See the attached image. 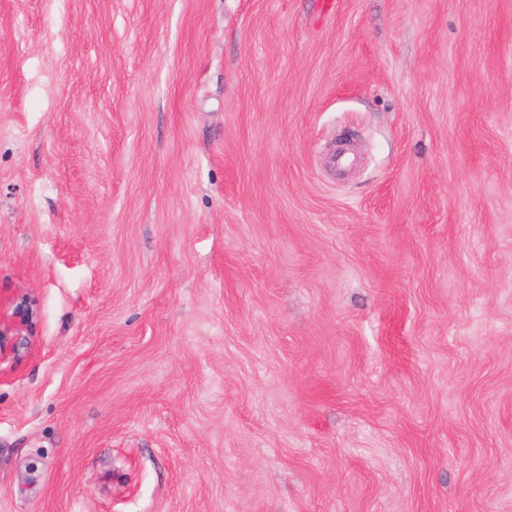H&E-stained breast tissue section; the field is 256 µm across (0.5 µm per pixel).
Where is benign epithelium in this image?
Returning <instances> with one entry per match:
<instances>
[{"mask_svg":"<svg viewBox=\"0 0 512 512\" xmlns=\"http://www.w3.org/2000/svg\"><path fill=\"white\" fill-rule=\"evenodd\" d=\"M36 313V300L28 293L0 301V362L29 354Z\"/></svg>","mask_w":512,"mask_h":512,"instance_id":"7a95c632","label":"benign epithelium"}]
</instances>
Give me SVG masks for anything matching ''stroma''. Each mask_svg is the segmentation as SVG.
Instances as JSON below:
<instances>
[{"label":"stroma","instance_id":"1","mask_svg":"<svg viewBox=\"0 0 512 512\" xmlns=\"http://www.w3.org/2000/svg\"><path fill=\"white\" fill-rule=\"evenodd\" d=\"M0 0V512H512V0ZM37 303L28 293L5 302L0 298V363L18 360L31 351Z\"/></svg>","mask_w":512,"mask_h":512}]
</instances>
